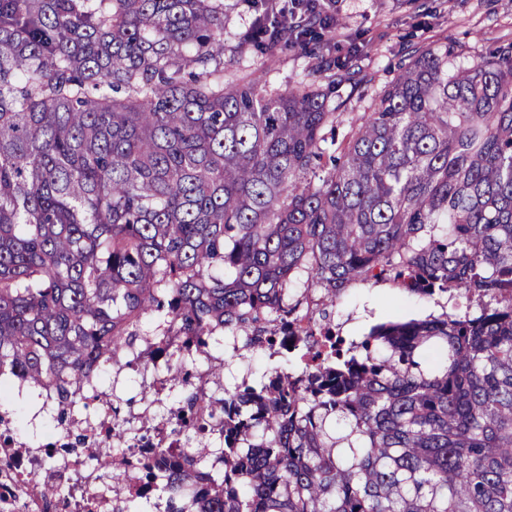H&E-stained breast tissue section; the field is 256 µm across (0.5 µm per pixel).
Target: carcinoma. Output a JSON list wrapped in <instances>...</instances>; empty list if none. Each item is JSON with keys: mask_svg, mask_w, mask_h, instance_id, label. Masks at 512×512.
<instances>
[{"mask_svg": "<svg viewBox=\"0 0 512 512\" xmlns=\"http://www.w3.org/2000/svg\"><path fill=\"white\" fill-rule=\"evenodd\" d=\"M270 13L240 48L328 28L318 0L294 31ZM454 55L410 46L336 157L350 55L324 87L226 84L224 0H0V378L69 408L75 383L134 364L145 315L161 347L205 354L222 327L276 354L298 273L326 305L391 282L442 313L192 390L190 462L145 457L144 483L164 512H512V47ZM90 458L118 479L130 454ZM64 496L45 484L44 512Z\"/></svg>", "mask_w": 512, "mask_h": 512, "instance_id": "carcinoma-1", "label": "carcinoma"}]
</instances>
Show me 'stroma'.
Returning a JSON list of instances; mask_svg holds the SVG:
<instances>
[{"label":"stroma","instance_id":"1","mask_svg":"<svg viewBox=\"0 0 512 512\" xmlns=\"http://www.w3.org/2000/svg\"><path fill=\"white\" fill-rule=\"evenodd\" d=\"M335 15L336 29L324 48L309 53L284 49L270 60L246 49L238 53L236 66L225 71V80L252 72L266 75L281 90L302 80L323 83L328 77L323 57L356 52L366 92L347 96L341 107L336 128L341 138L358 127L374 100L399 74L407 45L454 43L458 48L455 63L463 67L490 49L512 45V0H338ZM396 311L425 316L440 313L441 308L435 299L410 296L391 284L379 283L347 287L329 309L335 322L354 336ZM212 354L223 364L219 382L225 387L245 378L260 379L274 365L263 351L244 346L233 351L217 344ZM102 380L112 388L113 405L130 418L143 410L149 418H156L188 395L187 389L173 387L147 409L141 369L126 368L117 377L107 371Z\"/></svg>","mask_w":512,"mask_h":512}]
</instances>
